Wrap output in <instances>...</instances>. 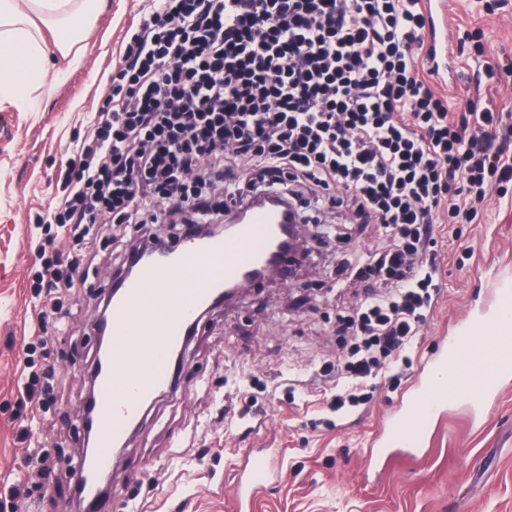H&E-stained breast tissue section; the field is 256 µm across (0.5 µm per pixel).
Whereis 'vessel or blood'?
I'll use <instances>...</instances> for the list:
<instances>
[{
  "instance_id": "b4317fda",
  "label": "vessel or blood",
  "mask_w": 512,
  "mask_h": 512,
  "mask_svg": "<svg viewBox=\"0 0 512 512\" xmlns=\"http://www.w3.org/2000/svg\"><path fill=\"white\" fill-rule=\"evenodd\" d=\"M277 235L274 215L258 207L230 234L207 240L185 234L170 254L142 261L135 277L118 281L108 310L107 358L95 386L94 452L76 474L84 512H99L102 501L91 473L110 467L113 449L125 441L146 407L174 385V354L187 342L193 321L225 284L266 260ZM510 321L512 289H494L486 313L431 362V369L447 372V381L418 375L405 404L384 422L370 450L376 464L401 450L427 452L436 426L448 413L449 399L481 414L492 409L501 387L512 379V336L504 332ZM146 322L154 336L148 347L141 339ZM272 476L270 458L247 456L235 512H244Z\"/></svg>"
}]
</instances>
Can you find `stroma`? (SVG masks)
I'll return each mask as SVG.
<instances>
[{
    "label": "stroma",
    "mask_w": 512,
    "mask_h": 512,
    "mask_svg": "<svg viewBox=\"0 0 512 512\" xmlns=\"http://www.w3.org/2000/svg\"><path fill=\"white\" fill-rule=\"evenodd\" d=\"M154 0H105L62 78L33 87L26 104H0V512H71L83 433L84 379L96 337L91 330L121 266L124 248L104 231L88 251L95 259L62 322L34 354L33 290L41 260L31 245L38 216L54 210L62 161L91 133L105 100L106 78L121 64L127 30ZM458 17L429 87L458 111L463 100L512 115V76L478 78L483 62L512 63V0H456ZM460 234L439 226L429 245L442 295L409 353L400 380L379 377L372 401L355 413L324 400L331 384L321 364L343 347L338 310L370 291L346 263L383 245L377 226L351 224L324 210L329 237L306 239L311 251L288 282L263 284L199 321L177 385L147 411L113 457L105 512H231L245 455L265 453L278 475L250 512H512V384L490 414L448 409L428 454L373 467L371 442L405 398L424 363L487 307L494 288L512 286V182L493 188ZM51 366L54 391L27 392L26 363ZM35 449L46 460L27 459Z\"/></svg>",
    "instance_id": "35a3bbf8"
}]
</instances>
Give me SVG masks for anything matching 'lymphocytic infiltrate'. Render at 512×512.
<instances>
[{"label":"lymphocytic infiltrate","mask_w":512,"mask_h":512,"mask_svg":"<svg viewBox=\"0 0 512 512\" xmlns=\"http://www.w3.org/2000/svg\"><path fill=\"white\" fill-rule=\"evenodd\" d=\"M430 25L421 0H157L60 169L54 223L83 246L99 224H213L268 194L382 225L389 246L363 258L376 289L340 321L352 341L331 400L366 404L440 298L426 257L438 213L473 223L512 181V125L471 99L450 116L427 85ZM49 245L38 285L72 291L81 260Z\"/></svg>","instance_id":"f902f5d3"}]
</instances>
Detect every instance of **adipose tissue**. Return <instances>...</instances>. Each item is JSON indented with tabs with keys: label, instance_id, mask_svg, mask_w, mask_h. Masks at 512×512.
<instances>
[{
	"label": "adipose tissue",
	"instance_id": "obj_1",
	"mask_svg": "<svg viewBox=\"0 0 512 512\" xmlns=\"http://www.w3.org/2000/svg\"><path fill=\"white\" fill-rule=\"evenodd\" d=\"M102 0H0V102L48 83L53 56L69 59Z\"/></svg>",
	"mask_w": 512,
	"mask_h": 512
}]
</instances>
